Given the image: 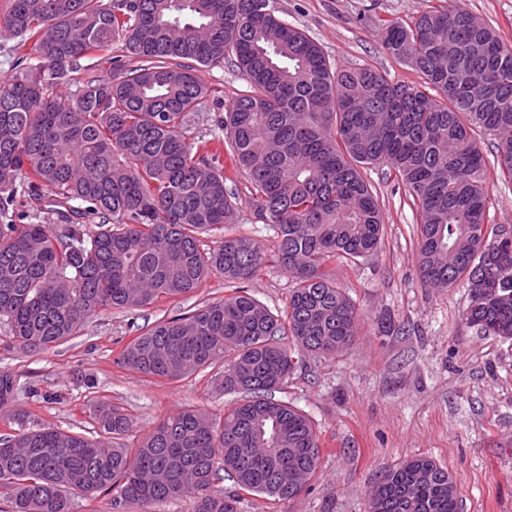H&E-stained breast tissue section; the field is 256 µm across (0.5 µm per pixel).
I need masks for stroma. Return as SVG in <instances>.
Wrapping results in <instances>:
<instances>
[{
  "instance_id": "35a3bbf8",
  "label": "stroma",
  "mask_w": 512,
  "mask_h": 512,
  "mask_svg": "<svg viewBox=\"0 0 512 512\" xmlns=\"http://www.w3.org/2000/svg\"><path fill=\"white\" fill-rule=\"evenodd\" d=\"M437 0H270L276 15L304 29L339 67L369 64L415 86L414 70L382 49L374 21H407ZM473 13L512 47V0H450ZM203 109L184 134L202 145L216 119L248 90L231 63L205 69ZM365 178L384 216L378 251L336 265V283L355 303L359 333L338 357H304L278 396L302 409L321 437V459L309 492L287 501L246 496L240 512H366L368 493L388 470L425 455L450 473L460 512H512V340L477 333L463 316L470 291L463 283L432 288L416 263L419 212L387 167ZM242 200L233 216L241 233L273 247V232L250 205L251 185L238 175ZM292 277L267 259L248 282L250 293L272 311L284 310ZM224 278L208 274L178 299L161 298L137 312L109 309L91 319L81 336L47 352H0V368L14 372L17 405L31 423L91 432L93 406L117 405L132 420L126 440L137 446L153 425L181 408L223 415L231 399L216 371L179 380L150 378L115 360L139 328L223 298ZM392 323V333L381 330Z\"/></svg>"
}]
</instances>
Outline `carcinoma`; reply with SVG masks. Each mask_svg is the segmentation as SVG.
Instances as JSON below:
<instances>
[{"label": "carcinoma", "mask_w": 512, "mask_h": 512, "mask_svg": "<svg viewBox=\"0 0 512 512\" xmlns=\"http://www.w3.org/2000/svg\"><path fill=\"white\" fill-rule=\"evenodd\" d=\"M381 45L435 94L368 64L331 63L269 0H6L0 29L17 39L0 81V350L35 354L78 335L107 308L175 298L216 271L235 293L132 338L115 363L175 380L224 364L236 398L217 418L181 409L131 451L130 420L101 402L95 434L33 428L12 409L17 376L0 370L6 512H70L69 494H112L116 512L187 499L191 512H238L219 471L250 494L291 500L320 464L309 416L273 393L302 356L339 355L358 312L332 264L374 254L383 216L362 170L388 167L420 210L421 279H463L466 323L512 339V233L487 220L478 136L496 141L512 181V48L482 18L433 6L405 22L380 18ZM119 44L133 65L106 76L80 60ZM229 59L251 90L216 120L214 148L181 129L201 110L202 69ZM245 173L251 203L275 233L293 278L275 313L247 292L263 246L224 233L239 197L224 166ZM60 222L42 217L43 192ZM30 200L16 208L17 198ZM220 231L216 245L201 239ZM447 469L419 456L389 471L368 512H459Z\"/></svg>", "instance_id": "cac0c4a2"}]
</instances>
